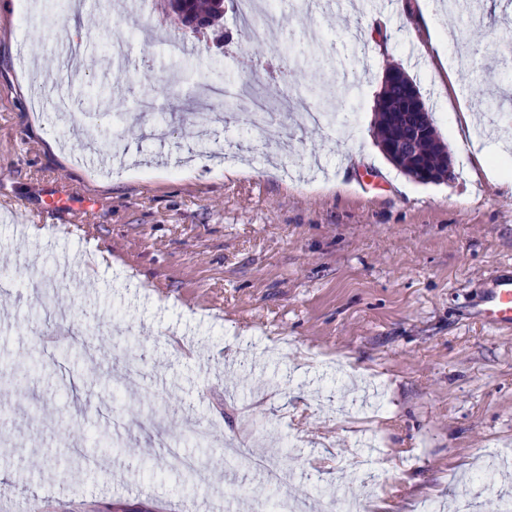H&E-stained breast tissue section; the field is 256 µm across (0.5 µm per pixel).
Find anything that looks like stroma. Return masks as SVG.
<instances>
[{
    "instance_id": "stroma-1",
    "label": "stroma",
    "mask_w": 512,
    "mask_h": 512,
    "mask_svg": "<svg viewBox=\"0 0 512 512\" xmlns=\"http://www.w3.org/2000/svg\"><path fill=\"white\" fill-rule=\"evenodd\" d=\"M126 2L83 0L77 23L57 0H0V268L17 283L0 294V496L21 512H180L211 491L185 482L159 436L221 489L224 443L250 408L262 451L295 470L283 495L355 496L361 470L384 466L382 501L453 512L488 451L512 447V328L475 316L512 270V183L475 176L452 124L468 109L485 146L512 117L497 66L512 0H483L467 47L450 46L460 98L418 49L408 0H281L288 91L315 110L329 86L342 121L272 112L284 153L249 128L243 89L269 52L232 12L196 33L210 55L171 58L146 33L183 25ZM134 28L144 38L104 72L103 45ZM89 31L67 76L59 50ZM395 66L420 86L453 181L418 183L380 150L375 109ZM471 77L508 91L501 112H484ZM116 149L122 161L94 163ZM67 260L82 277L58 279ZM190 421L211 442L186 439Z\"/></svg>"
}]
</instances>
